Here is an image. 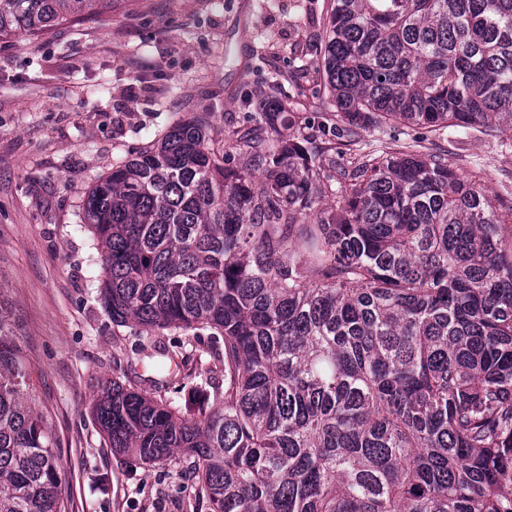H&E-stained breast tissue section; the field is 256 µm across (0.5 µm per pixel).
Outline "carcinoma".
<instances>
[{"label": "carcinoma", "mask_w": 512, "mask_h": 512, "mask_svg": "<svg viewBox=\"0 0 512 512\" xmlns=\"http://www.w3.org/2000/svg\"><path fill=\"white\" fill-rule=\"evenodd\" d=\"M117 2L0 0V40ZM325 26L329 120L348 133L512 134V0H331ZM280 106L251 113L267 137L218 151L180 122L85 192L112 322L208 331L224 373L189 402L106 381V445L181 467L209 512H512V206L440 155L384 149L335 190ZM232 149L262 176L227 167ZM0 512H65L1 307Z\"/></svg>", "instance_id": "obj_1"}]
</instances>
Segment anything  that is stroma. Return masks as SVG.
Wrapping results in <instances>:
<instances>
[{"instance_id": "stroma-1", "label": "stroma", "mask_w": 512, "mask_h": 512, "mask_svg": "<svg viewBox=\"0 0 512 512\" xmlns=\"http://www.w3.org/2000/svg\"><path fill=\"white\" fill-rule=\"evenodd\" d=\"M330 0H119L112 11L33 39L0 40V307L31 368L35 404L56 441L67 512H209L173 465L107 448L90 412L100 381L177 352L186 386L221 383V366L161 334L118 326L101 306L100 256L79 214L112 163L173 124L197 118L221 141L250 129L252 102L280 90L324 172L355 164L377 134L330 122L321 49ZM394 149L445 154L458 174L483 169L512 203V135L428 133L401 124Z\"/></svg>"}]
</instances>
